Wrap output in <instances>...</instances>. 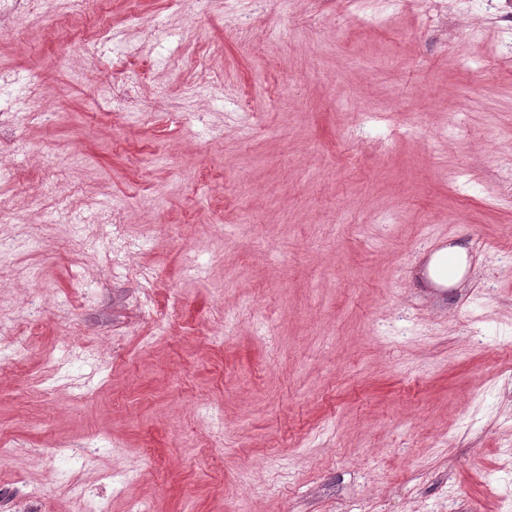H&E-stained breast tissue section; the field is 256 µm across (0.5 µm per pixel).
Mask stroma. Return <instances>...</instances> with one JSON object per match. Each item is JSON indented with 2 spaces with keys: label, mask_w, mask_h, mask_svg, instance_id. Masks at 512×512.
Masks as SVG:
<instances>
[{
  "label": "stroma",
  "mask_w": 512,
  "mask_h": 512,
  "mask_svg": "<svg viewBox=\"0 0 512 512\" xmlns=\"http://www.w3.org/2000/svg\"><path fill=\"white\" fill-rule=\"evenodd\" d=\"M502 10L42 0L0 23V69L48 95L0 126L34 271L0 278V512H512ZM132 77L134 114L100 92ZM47 152L68 224L31 204ZM103 210L146 242L119 277ZM447 252H448V255L452 256L456 262L455 273L452 276H448V272L442 274L439 271V258L442 255L448 257ZM442 255L437 256L433 260V262L431 264V275L433 276V278L435 280L442 282L444 284H447V285H451L459 278V276L461 275V273L464 270L465 250L461 247H455V248L449 249L448 251H444V253Z\"/></svg>",
  "instance_id": "1"
}]
</instances>
